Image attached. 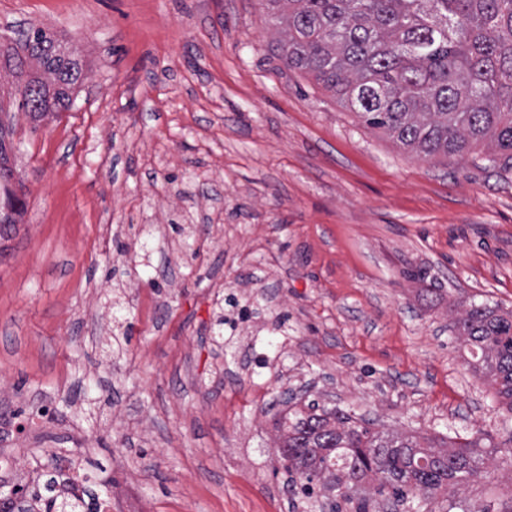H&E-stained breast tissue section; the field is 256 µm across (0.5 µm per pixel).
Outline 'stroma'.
Returning <instances> with one entry per match:
<instances>
[{"instance_id":"obj_1","label":"stroma","mask_w":512,"mask_h":512,"mask_svg":"<svg viewBox=\"0 0 512 512\" xmlns=\"http://www.w3.org/2000/svg\"><path fill=\"white\" fill-rule=\"evenodd\" d=\"M84 69L16 113L0 250V474L52 455L83 512H355L278 446L315 401L378 430L487 434L491 478L401 512H506L512 412L452 329L512 311V168L424 159L284 66L263 0H0Z\"/></svg>"}]
</instances>
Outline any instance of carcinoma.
<instances>
[{"label": "carcinoma", "instance_id": "cac0c4a2", "mask_svg": "<svg viewBox=\"0 0 512 512\" xmlns=\"http://www.w3.org/2000/svg\"><path fill=\"white\" fill-rule=\"evenodd\" d=\"M271 19L286 26L281 58L337 92L366 126L387 131L422 158L461 157L485 139L493 164L512 166V0H264ZM19 48L0 61L14 74L24 68L37 104L34 121L72 103L83 66L63 63L66 47L54 33L31 27ZM12 124L0 123V239L16 230L25 201L9 166ZM454 331L472 346L476 372L497 385L512 409V312L472 301ZM476 432L435 442L420 434H389L374 423L313 402L296 413L283 435L280 457L288 470L343 490L367 512L368 487L399 501L432 496L483 479L497 448ZM78 479L62 467L47 473L42 498L36 479L0 482V505L27 497L37 512H81Z\"/></svg>", "mask_w": 512, "mask_h": 512}]
</instances>
